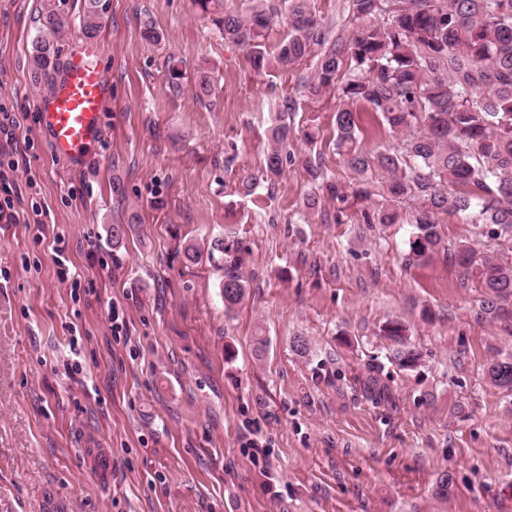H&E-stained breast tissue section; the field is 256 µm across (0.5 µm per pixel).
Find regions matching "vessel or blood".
<instances>
[{"instance_id": "b4317fda", "label": "vessel or blood", "mask_w": 512, "mask_h": 512, "mask_svg": "<svg viewBox=\"0 0 512 512\" xmlns=\"http://www.w3.org/2000/svg\"><path fill=\"white\" fill-rule=\"evenodd\" d=\"M98 53L88 46L71 57L52 96L39 104L41 128L54 155L71 164L82 163L102 136L106 89Z\"/></svg>"}]
</instances>
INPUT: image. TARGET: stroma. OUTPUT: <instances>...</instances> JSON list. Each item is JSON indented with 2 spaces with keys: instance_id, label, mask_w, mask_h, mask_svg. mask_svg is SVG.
I'll return each instance as SVG.
<instances>
[{
  "instance_id": "obj_1",
  "label": "stroma",
  "mask_w": 512,
  "mask_h": 512,
  "mask_svg": "<svg viewBox=\"0 0 512 512\" xmlns=\"http://www.w3.org/2000/svg\"><path fill=\"white\" fill-rule=\"evenodd\" d=\"M102 2L104 134L73 167L40 132L56 74L33 77L30 53L50 4L70 21L59 64L82 50L85 0H0V99L34 142L13 176L47 209L40 231L0 222V512H512V390L485 379L512 358V318L487 313L479 271L413 261L412 225L363 222L385 175L357 180L337 153L335 100L301 88L314 56L262 74L193 0ZM202 73L214 92L198 102ZM288 98L291 160L269 182L266 133ZM315 156L326 180L370 192L342 208L323 198L343 223L304 206L315 186L302 162ZM58 233L74 292L57 276ZM441 233L512 262V238L465 215ZM218 238L239 247L249 283L229 313L219 266L181 253ZM114 303L128 319L118 339ZM393 319L416 368L391 359L380 330ZM246 427L269 443L266 465L242 448ZM87 438L111 455L109 482Z\"/></svg>"
}]
</instances>
